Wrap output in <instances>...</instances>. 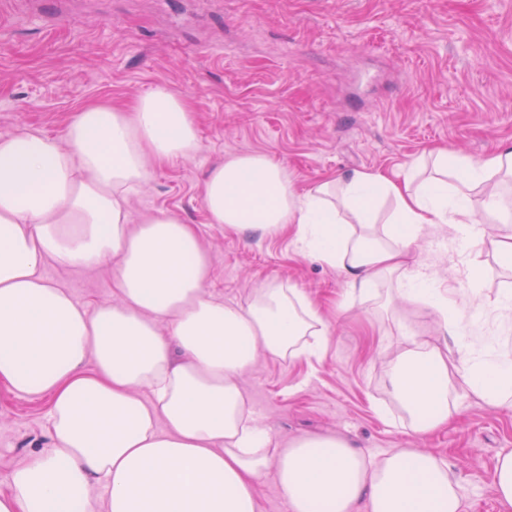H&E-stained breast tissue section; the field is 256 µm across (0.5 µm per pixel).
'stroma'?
<instances>
[{
    "mask_svg": "<svg viewBox=\"0 0 512 512\" xmlns=\"http://www.w3.org/2000/svg\"><path fill=\"white\" fill-rule=\"evenodd\" d=\"M160 86L189 103L201 150L152 166L133 213L194 226L214 298L245 304L263 285L288 284L330 331L317 360L257 353L241 377L255 416L280 442L314 433L377 454L428 449L455 462L466 512H500L493 470L512 451V407L456 380L459 417L421 437L385 391L407 332L436 335L397 297V278L351 302L344 275L300 254L292 232L211 223L203 180L220 160L263 152L300 192L355 170L403 174L437 147L481 159L512 146V0H0V138L57 135L86 103L127 104ZM478 217L486 238L470 254L449 227L428 228L415 252L452 302L465 299V263L479 268L483 303L468 329L512 350L496 310L512 270L496 258L491 214ZM45 275L89 307L118 300L111 263ZM49 405L0 383V493L28 454L50 447Z\"/></svg>",
    "mask_w": 512,
    "mask_h": 512,
    "instance_id": "1",
    "label": "stroma"
}]
</instances>
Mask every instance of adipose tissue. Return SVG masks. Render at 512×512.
<instances>
[{
	"instance_id": "obj_1",
	"label": "adipose tissue",
	"mask_w": 512,
	"mask_h": 512,
	"mask_svg": "<svg viewBox=\"0 0 512 512\" xmlns=\"http://www.w3.org/2000/svg\"><path fill=\"white\" fill-rule=\"evenodd\" d=\"M190 112L159 87L128 108L86 105L56 137L0 139V381L50 397L52 441L11 473L0 512H95L94 486L106 512H257L268 476L289 512H464L452 463L433 453L377 455L336 435L279 444L253 417L241 376L257 351L317 357L329 330L290 286H263L244 305L216 301L192 225L133 219L150 166L199 153ZM429 158L423 178L361 170L298 194L281 165L251 153L212 166L204 182L212 223L291 227L300 253L342 271L353 299L403 274L401 295L438 326L436 341L406 338L386 384L420 435L453 420V378L492 404L512 397V355L464 333L467 308L449 306L413 251L430 225L461 229L467 250L482 240L471 195L512 178V148L480 160L437 148ZM380 197L393 203L383 242L364 231ZM105 262L120 301L92 310L43 274Z\"/></svg>"
}]
</instances>
